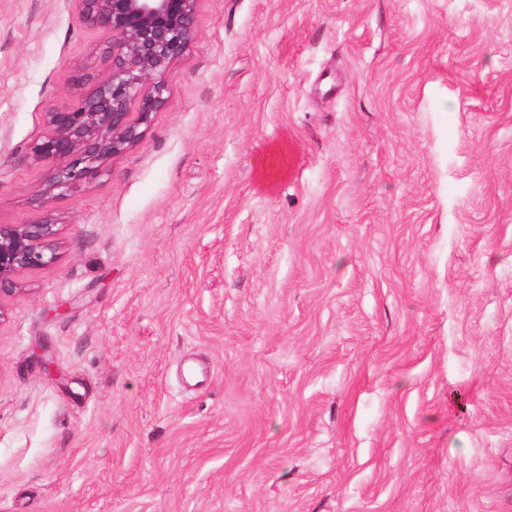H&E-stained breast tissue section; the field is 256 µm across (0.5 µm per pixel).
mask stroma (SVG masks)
<instances>
[{"instance_id":"obj_1","label":"stroma","mask_w":512,"mask_h":512,"mask_svg":"<svg viewBox=\"0 0 512 512\" xmlns=\"http://www.w3.org/2000/svg\"><path fill=\"white\" fill-rule=\"evenodd\" d=\"M195 29L144 142L45 205L107 36L0 0V224L60 226L0 304V512H512V0Z\"/></svg>"}]
</instances>
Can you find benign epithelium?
Wrapping results in <instances>:
<instances>
[{"mask_svg":"<svg viewBox=\"0 0 512 512\" xmlns=\"http://www.w3.org/2000/svg\"><path fill=\"white\" fill-rule=\"evenodd\" d=\"M78 18L109 35L102 49L107 76L75 80L71 102L44 113L34 160H51L40 189L47 204L103 173L109 160L140 145L164 102L163 76L195 37L196 0H74ZM138 104L132 117V104ZM53 219L0 224V304L22 291L17 275L56 259Z\"/></svg>","mask_w":512,"mask_h":512,"instance_id":"7a95c632","label":"benign epithelium"}]
</instances>
